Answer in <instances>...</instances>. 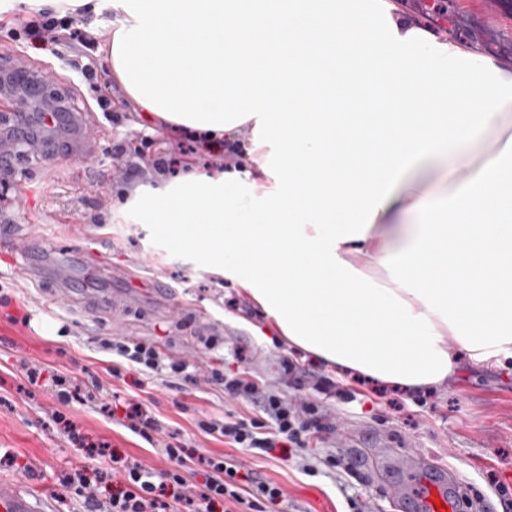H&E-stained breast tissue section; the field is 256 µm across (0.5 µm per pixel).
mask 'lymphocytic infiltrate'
<instances>
[{
  "mask_svg": "<svg viewBox=\"0 0 512 512\" xmlns=\"http://www.w3.org/2000/svg\"><path fill=\"white\" fill-rule=\"evenodd\" d=\"M38 49L56 50L62 41L85 48L94 45L90 31L75 27L70 15L58 16L38 12L20 23ZM100 349L118 359L112 367L113 377L122 369L164 375L187 382L195 381L186 360L163 355L157 348L133 337L99 338ZM207 382L233 400L249 403L247 412H228L223 418L200 421L205 434L224 441L229 453H199L184 442L168 443L162 449L168 463L159 470L139 461L129 460L109 443L83 434L64 411L77 394L78 387L62 373H55L46 384L61 409L53 415L57 430L79 447L83 460L58 475L63 495L83 500L90 512H288V499L282 487L246 470L231 451L241 448L261 458L273 449L294 453L301 473L318 477L340 469L354 470L347 456H319L316 447L325 443L333 429L322 397H337L347 402L363 400L377 405L386 390L357 377L341 381L329 374L310 376L307 381L311 398L301 402L288 400L250 372L224 373L210 368ZM103 414L120 418L122 423L145 441H153L163 424L141 402H116L97 397Z\"/></svg>",
  "mask_w": 512,
  "mask_h": 512,
  "instance_id": "lymphocytic-infiltrate-1",
  "label": "lymphocytic infiltrate"
}]
</instances>
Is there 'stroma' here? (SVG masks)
Segmentation results:
<instances>
[{"label":"stroma","mask_w":512,"mask_h":512,"mask_svg":"<svg viewBox=\"0 0 512 512\" xmlns=\"http://www.w3.org/2000/svg\"><path fill=\"white\" fill-rule=\"evenodd\" d=\"M448 23L459 39L482 43L512 60V0L495 6L489 0H448ZM20 50L31 65H51L54 91L71 111L85 113V138L95 153L91 163L69 162L30 144L14 168L0 170V289L12 297L10 306L0 305V453L21 456L31 465L24 473L0 468V480L21 484L51 512H81V500L54 496L57 473L74 465L79 454L52 421L56 402L29 385L27 366L68 372L81 385L95 380L106 394L148 404L165 425L151 443L103 415L94 402L72 403L68 412L83 432L162 469L161 448L171 438L205 454L225 449L197 427L200 419L235 408L206 381L212 358L202 337L221 339L225 371L253 372L290 398L303 392L285 376L284 359L298 358L305 370L313 360L278 342L263 315H249L252 301L223 278L168 252L146 225L125 221L124 200L147 182L139 167L176 144L178 129L147 118L117 87L113 117L105 119L94 105V92L64 60L33 48L29 38L13 41L0 32V66ZM34 238L50 265L39 278L25 273ZM59 268L71 275L76 290L66 309L51 302L62 285L55 274ZM164 285L177 296L162 306L149 295ZM22 309L32 314L30 328L9 322ZM97 336H133L151 343L195 365L197 381L183 385L147 376L142 387L127 385L113 378L107 355L96 351ZM431 392V405L401 412L327 400L334 430L321 455L353 449L363 454L392 441L391 471L362 461L350 474L310 478L298 472L294 460L276 454L246 458L245 465L278 482L294 512H344L348 494L371 501L375 512H402L394 488L410 477L403 466L406 457L420 452L482 498L484 512H512V359L483 367L459 356L448 383Z\"/></svg>","instance_id":"35a3bbf8"}]
</instances>
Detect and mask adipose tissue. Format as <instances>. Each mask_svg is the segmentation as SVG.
<instances>
[{
    "label": "adipose tissue",
    "mask_w": 512,
    "mask_h": 512,
    "mask_svg": "<svg viewBox=\"0 0 512 512\" xmlns=\"http://www.w3.org/2000/svg\"><path fill=\"white\" fill-rule=\"evenodd\" d=\"M149 116L252 165L129 204L289 347L409 391L512 358V65L403 0H112Z\"/></svg>",
    "instance_id": "obj_1"
}]
</instances>
